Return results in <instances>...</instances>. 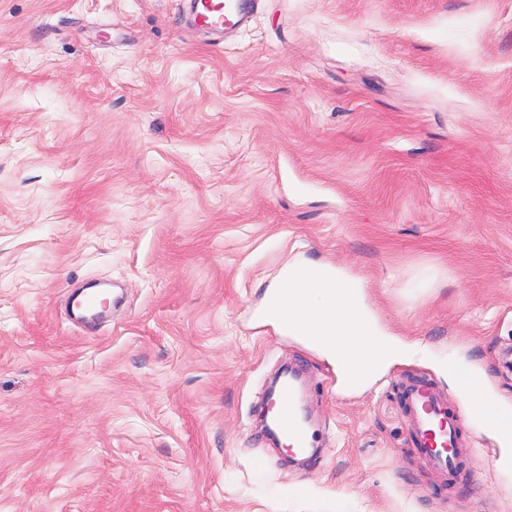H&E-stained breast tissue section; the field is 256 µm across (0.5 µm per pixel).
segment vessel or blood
I'll list each match as a JSON object with an SVG mask.
<instances>
[{
	"instance_id": "obj_1",
	"label": "vessel or blood",
	"mask_w": 512,
	"mask_h": 512,
	"mask_svg": "<svg viewBox=\"0 0 512 512\" xmlns=\"http://www.w3.org/2000/svg\"><path fill=\"white\" fill-rule=\"evenodd\" d=\"M186 7L194 23L216 35L240 27L245 21L239 0H186ZM458 391L465 397V405H449L447 398L427 379H409L403 385L413 448L452 482L459 477L463 422L469 418L486 422L494 417L480 375L462 370ZM269 404L274 412L275 429L285 439L288 449L296 450L303 461L316 460L315 428L304 409L303 389L296 373L285 374L280 379Z\"/></svg>"
}]
</instances>
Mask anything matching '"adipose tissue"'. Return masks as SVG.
Returning <instances> with one entry per match:
<instances>
[{"label": "adipose tissue", "instance_id": "ef3b65f1", "mask_svg": "<svg viewBox=\"0 0 512 512\" xmlns=\"http://www.w3.org/2000/svg\"><path fill=\"white\" fill-rule=\"evenodd\" d=\"M266 298L283 307L281 330L314 337L316 348L335 360L341 374L356 369L369 376L418 352L388 339L364 303L360 283L328 265L289 266Z\"/></svg>", "mask_w": 512, "mask_h": 512}]
</instances>
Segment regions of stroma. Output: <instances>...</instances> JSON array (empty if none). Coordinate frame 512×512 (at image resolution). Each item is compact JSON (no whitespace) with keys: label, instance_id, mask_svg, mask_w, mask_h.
<instances>
[{"label":"stroma","instance_id":"obj_1","mask_svg":"<svg viewBox=\"0 0 512 512\" xmlns=\"http://www.w3.org/2000/svg\"><path fill=\"white\" fill-rule=\"evenodd\" d=\"M176 4L0 0V512H512L500 441L464 421L443 489L401 399L458 402L452 354L512 406V0H257L218 46ZM299 259L426 354L343 387L259 317ZM296 360L327 438L291 468ZM278 384L269 400L274 411L275 430L288 443L287 451L295 449L305 462L316 460V431L303 406V389L298 375L290 371Z\"/></svg>","mask_w":512,"mask_h":512}]
</instances>
